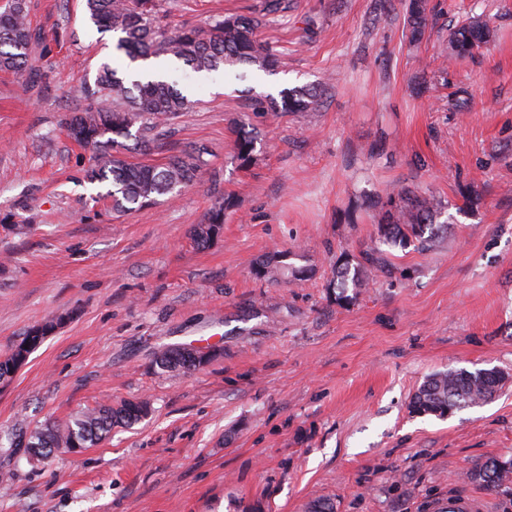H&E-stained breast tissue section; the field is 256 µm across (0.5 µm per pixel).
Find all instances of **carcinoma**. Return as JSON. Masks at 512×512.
<instances>
[{
    "label": "carcinoma",
    "instance_id": "carcinoma-1",
    "mask_svg": "<svg viewBox=\"0 0 512 512\" xmlns=\"http://www.w3.org/2000/svg\"><path fill=\"white\" fill-rule=\"evenodd\" d=\"M281 0H266L264 12L259 16H236L219 20L209 28H184L174 34L155 25L157 0H85V10L93 24L118 34L117 48L135 60L152 56H172L196 71H215L225 66L255 65L269 71L277 62L272 47L262 43L256 35L265 17L279 12ZM404 10L410 38L418 41L427 25V0H404ZM26 0H11L8 10L0 13V70L21 73L27 65L32 45L40 35L31 27ZM490 38L486 23L466 22L449 33V41L458 56L473 53ZM96 104L73 112L65 120L71 139L93 150V163L86 170L90 184L107 183L106 197L112 209L129 211L155 200L183 186L199 180L203 166L201 151H186L168 156L161 165L131 163L114 154L119 148L147 151L164 126L177 119L191 107V101L167 79H135L125 85L117 70L103 68L96 88L89 92ZM281 101L274 98L259 99L258 112H306L317 103V91L310 86H297L280 92ZM132 145H127L128 141ZM255 138L241 127L236 141V158L242 164L250 161ZM225 200L214 206L208 223L192 229L194 241L204 246L221 230ZM441 214L439 201L405 186L386 194L383 202L382 230L379 246L367 251L363 260L355 265L346 260L336 266L329 287L338 290L337 299L350 300V287L365 286L377 267L380 246L421 250L432 242L438 229L436 218ZM290 253L265 256L255 267V273L288 281L301 270L288 262ZM56 321L31 328L10 353L0 358V383L11 380L17 371L20 347L31 353L55 328ZM188 347L167 348L155 358V367L161 372L188 371L198 368L187 361ZM503 386V376L495 368L474 372L460 369L438 373L429 377L415 393L412 411L420 415L437 417L482 404L495 398ZM148 411L138 409V403L127 402L117 409L103 407L81 412L60 427L45 421L31 432L23 444V451L37 461H45L70 448H88L112 429L116 423L131 426L139 422ZM467 477L493 492L512 495V458L491 457L476 464Z\"/></svg>",
    "mask_w": 512,
    "mask_h": 512
}]
</instances>
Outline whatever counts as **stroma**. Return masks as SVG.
I'll return each mask as SVG.
<instances>
[{"label":"stroma","mask_w":512,"mask_h":512,"mask_svg":"<svg viewBox=\"0 0 512 512\" xmlns=\"http://www.w3.org/2000/svg\"><path fill=\"white\" fill-rule=\"evenodd\" d=\"M28 70L0 71V356L33 326L60 323L0 386V512H512L467 472L512 456V381L448 418L411 400L438 372L512 374V0H428L409 43L402 0H289L260 37L280 56L197 72L167 57L130 62L84 0H26ZM265 0H159L170 31ZM479 18L492 36L456 57L448 35ZM162 69L192 102L130 162L208 149L198 183L117 212L85 179L89 148L62 123L87 106L102 67ZM308 112H253L295 86ZM249 125L248 164L235 140ZM442 203L425 252L393 248L368 285L338 301L327 284L381 226L386 191ZM478 196L465 203L464 192ZM213 241L191 231L223 197ZM300 254L283 283L254 266ZM204 339L211 360L163 373L156 355ZM146 401L148 416L47 462L20 443L45 420Z\"/></svg>","instance_id":"35a3bbf8"}]
</instances>
